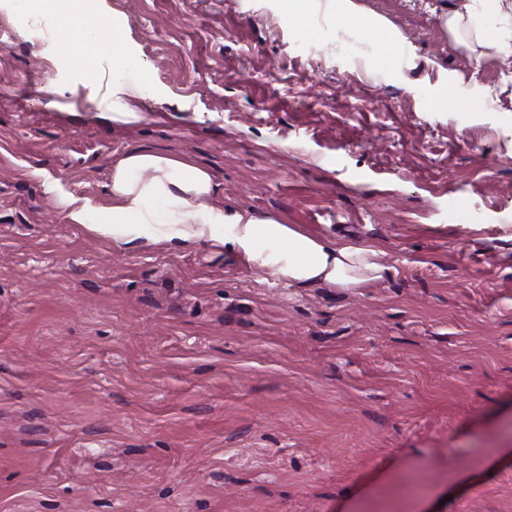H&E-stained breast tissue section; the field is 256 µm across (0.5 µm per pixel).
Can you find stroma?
<instances>
[{
	"label": "stroma",
	"instance_id": "1",
	"mask_svg": "<svg viewBox=\"0 0 512 512\" xmlns=\"http://www.w3.org/2000/svg\"><path fill=\"white\" fill-rule=\"evenodd\" d=\"M352 2L95 0L91 79L0 0V512H512V0ZM133 150L386 272L288 288L72 223Z\"/></svg>",
	"mask_w": 512,
	"mask_h": 512
}]
</instances>
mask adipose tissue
<instances>
[{
  "mask_svg": "<svg viewBox=\"0 0 512 512\" xmlns=\"http://www.w3.org/2000/svg\"><path fill=\"white\" fill-rule=\"evenodd\" d=\"M50 21L82 45L98 40L107 21L92 0L80 12L53 7ZM111 216L98 233L126 245L204 242L291 287L315 285L353 290L382 278L380 252L368 244L339 243L302 233L275 219L202 208L213 180L204 169L167 156L135 150L112 165Z\"/></svg>",
  "mask_w": 512,
  "mask_h": 512,
  "instance_id": "1",
  "label": "adipose tissue"
}]
</instances>
